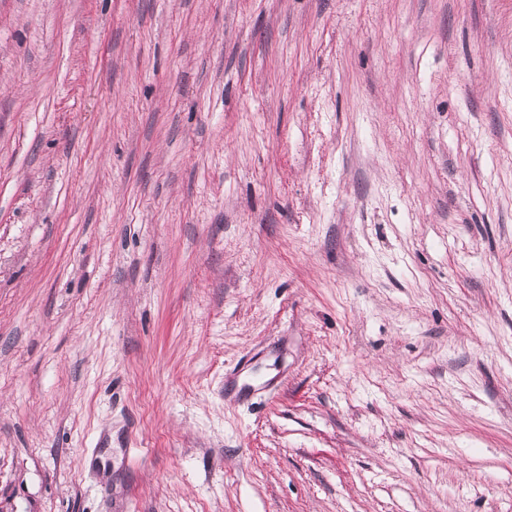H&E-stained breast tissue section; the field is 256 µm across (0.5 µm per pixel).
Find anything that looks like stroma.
I'll return each instance as SVG.
<instances>
[{"mask_svg":"<svg viewBox=\"0 0 512 512\" xmlns=\"http://www.w3.org/2000/svg\"><path fill=\"white\" fill-rule=\"evenodd\" d=\"M0 512H512V0H0Z\"/></svg>","mask_w":512,"mask_h":512,"instance_id":"1","label":"stroma"}]
</instances>
